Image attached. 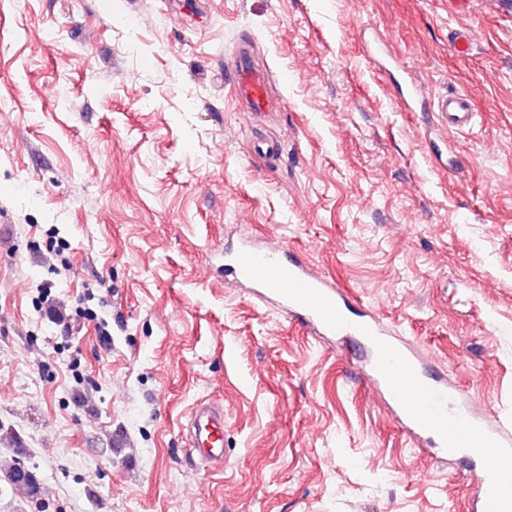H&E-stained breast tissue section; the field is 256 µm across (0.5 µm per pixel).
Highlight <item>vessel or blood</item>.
<instances>
[{"label": "vessel or blood", "instance_id": "b4317fda", "mask_svg": "<svg viewBox=\"0 0 512 512\" xmlns=\"http://www.w3.org/2000/svg\"><path fill=\"white\" fill-rule=\"evenodd\" d=\"M228 75L237 100L247 111L273 110L271 74L254 62L249 45L239 46ZM409 89L444 131L463 132L474 126L476 114L466 93L432 95L419 83L410 84ZM224 273L315 335L350 337L367 356L369 381L382 391L413 445L424 444L452 455L458 452V442L474 438L475 446L461 452L466 465L481 473L477 506L481 512H512V498L500 493L501 484L512 479L511 418L489 424L468 414L461 389L449 385L415 344L396 340L382 313L368 307L359 316L348 315L345 308L354 302V295L316 273L293 251L242 241L225 250ZM188 436L203 462L223 463V406L206 400L196 403Z\"/></svg>", "mask_w": 512, "mask_h": 512}]
</instances>
